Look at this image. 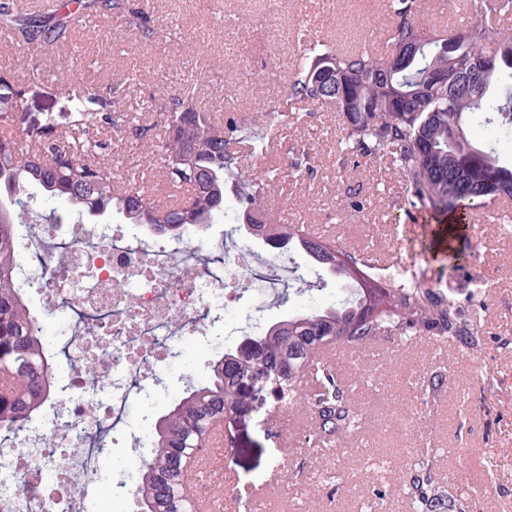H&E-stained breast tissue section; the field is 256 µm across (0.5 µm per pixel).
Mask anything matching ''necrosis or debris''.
<instances>
[{
    "label": "necrosis or debris",
    "mask_w": 512,
    "mask_h": 512,
    "mask_svg": "<svg viewBox=\"0 0 512 512\" xmlns=\"http://www.w3.org/2000/svg\"><path fill=\"white\" fill-rule=\"evenodd\" d=\"M39 223L42 243L17 242L18 284L40 282L45 304L61 318L50 347L68 351L66 377L53 378L44 416L16 439L0 440V512H79L69 494L75 473L96 483L108 450L100 439L116 429L136 396L162 370L181 365L191 344L217 350L216 329L257 330L283 257L268 254L266 274L256 273L252 250L226 249L208 231L150 234L143 226L89 224L73 216L65 224ZM202 256L187 274L189 255ZM249 295L250 310L239 300ZM104 383V398L90 400L87 369Z\"/></svg>",
    "instance_id": "necrosis-or-debris-1"
}]
</instances>
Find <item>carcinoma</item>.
<instances>
[{"label":"carcinoma","instance_id":"carcinoma-1","mask_svg":"<svg viewBox=\"0 0 512 512\" xmlns=\"http://www.w3.org/2000/svg\"><path fill=\"white\" fill-rule=\"evenodd\" d=\"M119 8L118 0H63L46 20L4 2L0 25L12 28L24 45L56 43L67 37L77 15ZM391 8L387 54L379 57L361 46L334 48L324 41L310 44L297 61L286 102L263 121L232 124L231 141L224 138V126L187 97L156 103L167 136L161 178L190 191L175 204L161 206L144 189L125 186L112 170L108 144L86 137L90 127L123 118L81 108L97 99L96 90L64 86L68 101L76 103L66 133L46 136L53 128L48 117L43 125H28L26 147L0 136V372L12 379L0 391V428L16 433L34 420L51 387L43 329L30 315L15 276L14 224L30 215V202L37 196L65 201L80 213H116L158 232L182 231L213 223L224 210V182L236 176V222L247 225L249 236L276 250L302 252L313 265L353 286L349 297L270 321L212 360L206 380L190 384L151 432L152 451L138 468V512H187L194 493L183 481L184 469L211 440L210 425L221 421L231 427L256 370L263 371L284 404L294 402L308 378L317 381L311 406L319 442L359 420L341 384L320 362L323 345L471 335L468 310L423 278L381 276L361 254L330 238L318 243L290 226L267 223L261 209L266 185L245 177L241 156L230 147L234 141L253 150L266 148L275 119L286 120L301 105L321 102L341 112L344 159L390 157L406 178L410 209L463 224L468 211L485 200L512 198V166L500 162L495 148L477 147L473 129L480 116L479 127L502 134L498 143L512 139V30L475 21L438 37L420 22L417 0H396ZM330 82L336 88L327 93L323 87ZM20 100L19 91L0 96L1 126L16 122ZM410 484L425 512L437 507L465 512L463 502L435 478L429 465H420Z\"/></svg>","mask_w":512,"mask_h":512}]
</instances>
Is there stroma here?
<instances>
[{"label": "stroma", "mask_w": 512, "mask_h": 512, "mask_svg": "<svg viewBox=\"0 0 512 512\" xmlns=\"http://www.w3.org/2000/svg\"><path fill=\"white\" fill-rule=\"evenodd\" d=\"M391 0H124V13L86 16L65 41L0 51V76L22 91L36 121L65 125L71 104L63 83L111 89L96 112L125 111L148 132L131 148V128H112V164L132 187L157 180L164 163V118L153 102L191 93L218 122L272 110L287 96L303 52L300 33L341 45L379 36L386 48ZM144 13L148 31L125 16ZM75 62L55 73L49 55ZM304 121L282 125L262 157L244 162L247 177L268 184L265 209L276 224L314 226L323 236L388 269L426 274L428 286L470 305L478 346L467 337L426 336L358 347L344 383L358 428L312 443L305 405L274 399L236 432L233 454L208 450L219 469L199 493L223 512H419L410 476L419 462L463 500L466 512H512V199L486 202L473 216L480 232L449 238L433 217L401 209L403 174L391 159L343 163L342 123L334 106L312 103ZM313 169L303 182L275 180L300 154ZM465 252L448 269V250ZM212 356L190 347L180 370L135 398L124 428H153L188 381L203 380Z\"/></svg>", "instance_id": "obj_1"}]
</instances>
